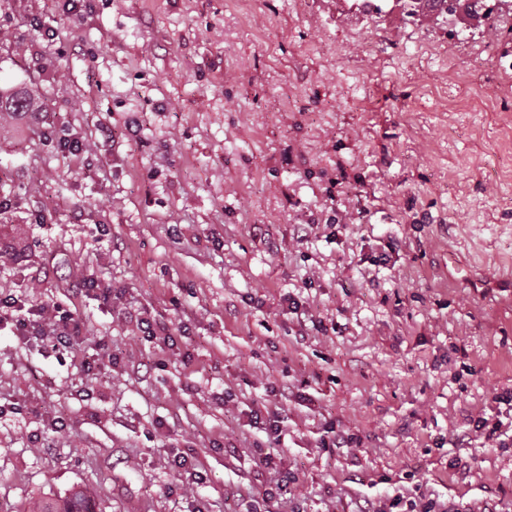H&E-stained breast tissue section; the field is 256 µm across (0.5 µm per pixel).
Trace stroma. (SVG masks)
Masks as SVG:
<instances>
[{"label": "stroma", "instance_id": "obj_1", "mask_svg": "<svg viewBox=\"0 0 512 512\" xmlns=\"http://www.w3.org/2000/svg\"><path fill=\"white\" fill-rule=\"evenodd\" d=\"M378 3L0 0V89L32 108L0 116V293L84 336L61 361L0 335V512L74 488L95 512H249L284 479L269 512H512V57ZM331 202L366 222L318 223ZM103 344L120 364L86 371ZM125 320L131 323L142 339L147 342L155 343L161 348H172L174 345L169 326L156 319H150L143 316L142 312H127ZM170 341L172 343H170Z\"/></svg>", "mask_w": 512, "mask_h": 512}]
</instances>
